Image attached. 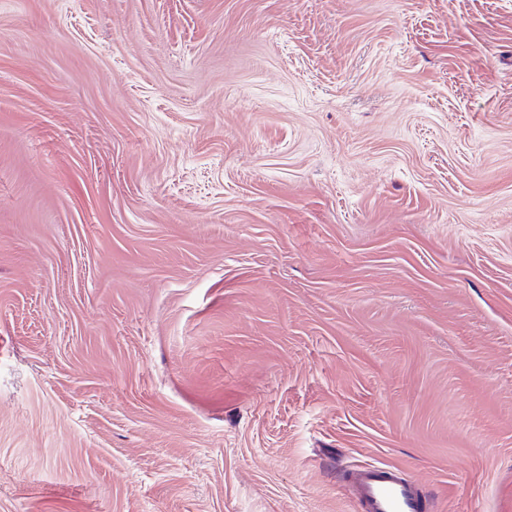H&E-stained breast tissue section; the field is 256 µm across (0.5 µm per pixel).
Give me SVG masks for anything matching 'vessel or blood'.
Segmentation results:
<instances>
[{
  "mask_svg": "<svg viewBox=\"0 0 512 512\" xmlns=\"http://www.w3.org/2000/svg\"><path fill=\"white\" fill-rule=\"evenodd\" d=\"M357 512H429L431 502L393 466L366 464L349 471Z\"/></svg>",
  "mask_w": 512,
  "mask_h": 512,
  "instance_id": "b4317fda",
  "label": "vessel or blood"
}]
</instances>
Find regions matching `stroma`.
<instances>
[{"label":"stroma","instance_id":"obj_1","mask_svg":"<svg viewBox=\"0 0 512 512\" xmlns=\"http://www.w3.org/2000/svg\"><path fill=\"white\" fill-rule=\"evenodd\" d=\"M512 512V0H0V512ZM358 512H428L429 499L394 466L360 465L349 471Z\"/></svg>","mask_w":512,"mask_h":512}]
</instances>
